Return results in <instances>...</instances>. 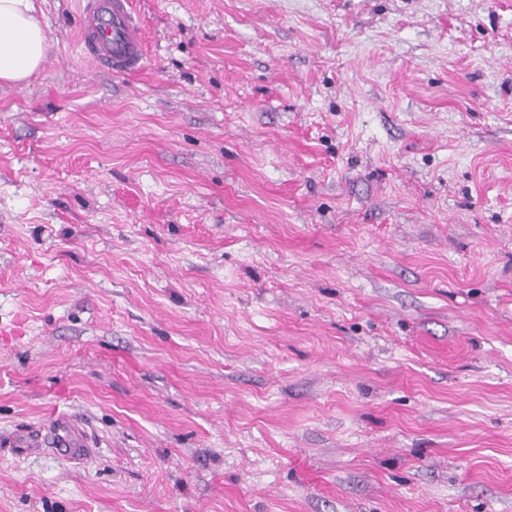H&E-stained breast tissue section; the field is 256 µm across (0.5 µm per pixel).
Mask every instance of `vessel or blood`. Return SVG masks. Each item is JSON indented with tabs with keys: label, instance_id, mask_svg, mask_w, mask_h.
<instances>
[{
	"label": "vessel or blood",
	"instance_id": "b4317fda",
	"mask_svg": "<svg viewBox=\"0 0 512 512\" xmlns=\"http://www.w3.org/2000/svg\"><path fill=\"white\" fill-rule=\"evenodd\" d=\"M78 38L83 55L116 75L139 71L145 57V32L133 0H81Z\"/></svg>",
	"mask_w": 512,
	"mask_h": 512
}]
</instances>
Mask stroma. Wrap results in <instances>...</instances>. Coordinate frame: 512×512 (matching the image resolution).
I'll list each match as a JSON object with an SVG mask.
<instances>
[{"instance_id": "stroma-1", "label": "stroma", "mask_w": 512, "mask_h": 512, "mask_svg": "<svg viewBox=\"0 0 512 512\" xmlns=\"http://www.w3.org/2000/svg\"><path fill=\"white\" fill-rule=\"evenodd\" d=\"M40 7L0 512H512V0H133V75ZM53 426L58 432V442L61 446L67 448L86 447L84 435L78 429L68 425L63 419H56Z\"/></svg>"}]
</instances>
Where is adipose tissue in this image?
Segmentation results:
<instances>
[{"label":"adipose tissue","instance_id":"1","mask_svg":"<svg viewBox=\"0 0 512 512\" xmlns=\"http://www.w3.org/2000/svg\"><path fill=\"white\" fill-rule=\"evenodd\" d=\"M36 0H0V82L19 84L37 72L49 42Z\"/></svg>","mask_w":512,"mask_h":512}]
</instances>
